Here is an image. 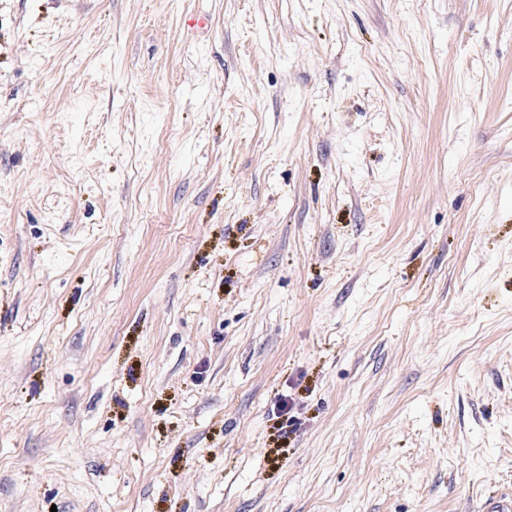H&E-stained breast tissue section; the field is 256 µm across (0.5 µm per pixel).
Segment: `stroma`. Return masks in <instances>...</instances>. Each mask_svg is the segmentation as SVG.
<instances>
[{
    "instance_id": "1",
    "label": "stroma",
    "mask_w": 512,
    "mask_h": 512,
    "mask_svg": "<svg viewBox=\"0 0 512 512\" xmlns=\"http://www.w3.org/2000/svg\"><path fill=\"white\" fill-rule=\"evenodd\" d=\"M509 490L512 0H0V512Z\"/></svg>"
}]
</instances>
